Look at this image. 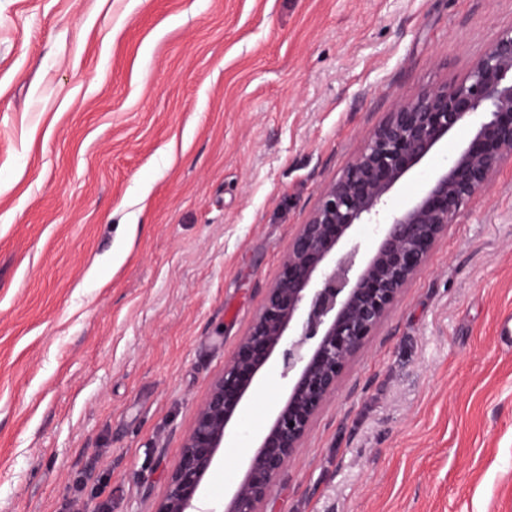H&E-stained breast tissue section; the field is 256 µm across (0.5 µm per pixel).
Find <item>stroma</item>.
Returning a JSON list of instances; mask_svg holds the SVG:
<instances>
[{
    "label": "stroma",
    "instance_id": "stroma-1",
    "mask_svg": "<svg viewBox=\"0 0 512 512\" xmlns=\"http://www.w3.org/2000/svg\"><path fill=\"white\" fill-rule=\"evenodd\" d=\"M512 0H0V512H154L299 224ZM449 134L399 210L469 139ZM512 163L469 200L264 512H512ZM277 365L204 482L223 501Z\"/></svg>",
    "mask_w": 512,
    "mask_h": 512
}]
</instances>
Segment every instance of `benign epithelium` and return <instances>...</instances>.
<instances>
[{"label":"benign epithelium","instance_id":"1","mask_svg":"<svg viewBox=\"0 0 512 512\" xmlns=\"http://www.w3.org/2000/svg\"><path fill=\"white\" fill-rule=\"evenodd\" d=\"M472 137L424 193L389 210L396 186L457 128ZM512 160V30L477 60L467 77L399 101L369 134L341 178L324 187L288 244L276 280L224 373L196 408L181 455L155 512H262L350 360L392 311L457 213ZM357 224H372V252L360 256ZM276 362L288 395L244 465L222 510L202 499V485L245 402Z\"/></svg>","mask_w":512,"mask_h":512}]
</instances>
